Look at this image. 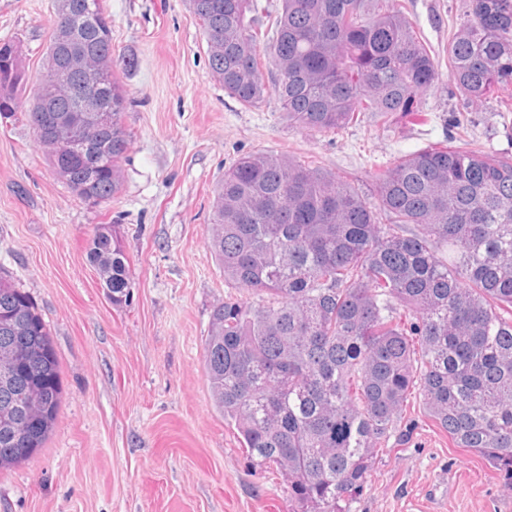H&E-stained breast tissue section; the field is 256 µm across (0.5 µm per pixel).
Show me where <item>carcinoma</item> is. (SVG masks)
<instances>
[{
  "mask_svg": "<svg viewBox=\"0 0 512 512\" xmlns=\"http://www.w3.org/2000/svg\"><path fill=\"white\" fill-rule=\"evenodd\" d=\"M59 0L66 34L51 37L46 71L83 58L78 82L96 89L112 123L85 122L101 150L89 174L67 153L78 103L40 83L29 117L52 168L81 198L120 190L130 140L126 95L112 69L103 4ZM207 38L209 74L243 106L271 94L288 123L324 132L359 112L426 120L420 99L438 65L392 0H282L271 39L246 20L250 0H190ZM0 115L27 87L21 48L0 40ZM267 55L275 78L263 80ZM459 93L483 102L512 85V0H469L448 42ZM210 249L224 280L253 295L211 313L204 369L216 407L252 463L278 469L295 512H350L379 451L402 436L411 396L460 448L512 477V159L447 143L399 158L370 202L299 161L256 152L224 171L214 190ZM101 286L121 305L130 263L112 226L88 248ZM23 362L0 379V469L43 447L61 402L50 330L27 292L0 271V352Z\"/></svg>",
  "mask_w": 512,
  "mask_h": 512,
  "instance_id": "1",
  "label": "carcinoma"
}]
</instances>
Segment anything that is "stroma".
Masks as SVG:
<instances>
[{
    "instance_id": "obj_1",
    "label": "stroma",
    "mask_w": 512,
    "mask_h": 512,
    "mask_svg": "<svg viewBox=\"0 0 512 512\" xmlns=\"http://www.w3.org/2000/svg\"><path fill=\"white\" fill-rule=\"evenodd\" d=\"M401 4L439 62L422 123L367 112L330 133L289 124L270 97L242 106L209 75L189 0H103L131 136L109 201L81 199L56 175L29 100L0 117V269L49 325L62 391L40 451L0 469V512H292L287 482L251 466L207 384L210 315L230 293L209 249L213 189L258 151L309 164L370 201L379 173L430 145L512 159V97L476 108L448 76V40L468 0ZM56 9L57 0H0V39L20 40L31 92ZM101 224L114 226L130 261L126 305L112 304L87 256ZM403 417L406 435L384 450L351 512H512V480L490 460L457 447L418 402Z\"/></svg>"
}]
</instances>
